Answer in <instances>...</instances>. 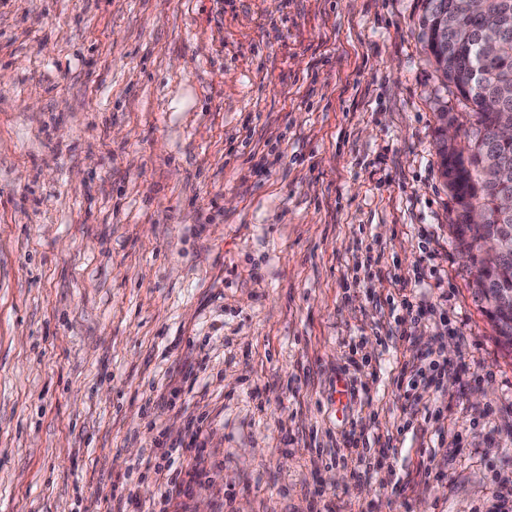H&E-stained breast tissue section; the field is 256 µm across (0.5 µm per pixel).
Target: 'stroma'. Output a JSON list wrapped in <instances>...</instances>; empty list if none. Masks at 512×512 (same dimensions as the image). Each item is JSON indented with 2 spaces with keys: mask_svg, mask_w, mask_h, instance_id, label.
<instances>
[{
  "mask_svg": "<svg viewBox=\"0 0 512 512\" xmlns=\"http://www.w3.org/2000/svg\"><path fill=\"white\" fill-rule=\"evenodd\" d=\"M421 13L0 0V512L512 501Z\"/></svg>",
  "mask_w": 512,
  "mask_h": 512,
  "instance_id": "obj_1",
  "label": "stroma"
}]
</instances>
